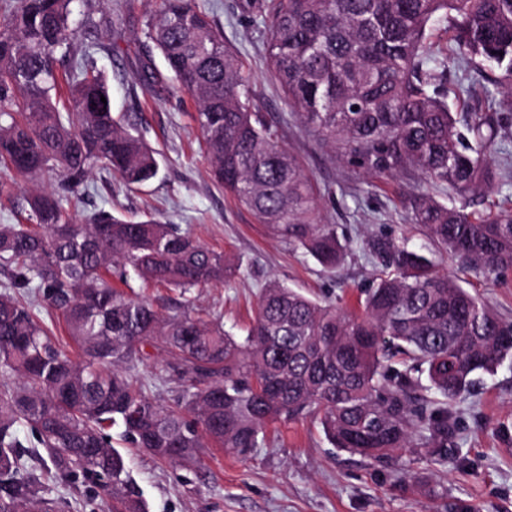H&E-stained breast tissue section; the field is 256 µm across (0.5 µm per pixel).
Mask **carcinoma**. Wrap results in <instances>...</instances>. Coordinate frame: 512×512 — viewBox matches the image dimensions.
I'll return each instance as SVG.
<instances>
[{
	"label": "carcinoma",
	"mask_w": 512,
	"mask_h": 512,
	"mask_svg": "<svg viewBox=\"0 0 512 512\" xmlns=\"http://www.w3.org/2000/svg\"><path fill=\"white\" fill-rule=\"evenodd\" d=\"M76 1L11 0L0 15V171L36 181L58 172L52 192L27 200L28 223L0 224V512H60L56 484L78 476L110 512H148L111 430L155 459L199 461L208 444L246 455L275 422L316 418L330 444L373 461L398 457L420 437L448 462V410L476 380L512 361V323L436 270L406 243H368L379 267L359 314H345L273 280L244 336L219 319L163 314L114 288L112 278L195 288L236 266L188 232L150 216L109 211L73 219L64 202L95 166L129 188L153 179L156 151L112 115L92 55L76 42ZM265 26V56L288 108L370 178L418 173L451 191L424 192L410 223L439 251L486 279L512 271V206L467 211L494 189L498 139L512 111V0H246ZM448 32L466 82L448 87L428 32ZM144 38L167 80L195 104L211 174L269 232L327 269L344 247L335 225L315 220V192L297 159L254 110V92L224 33L196 0H161ZM73 112L53 99L59 78ZM470 111L448 110V95ZM106 102H101V99ZM43 296L79 354L71 356L33 312ZM177 383L169 403L130 375L144 347ZM427 383H422V380ZM27 426L48 464L24 458Z\"/></svg>",
	"instance_id": "obj_1"
}]
</instances>
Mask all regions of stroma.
Segmentation results:
<instances>
[{
  "label": "stroma",
  "instance_id": "obj_1",
  "mask_svg": "<svg viewBox=\"0 0 512 512\" xmlns=\"http://www.w3.org/2000/svg\"><path fill=\"white\" fill-rule=\"evenodd\" d=\"M239 56L254 89L255 103L280 142L297 157L317 191L320 223L335 225L348 239L344 261L323 269L305 251L269 234L210 176L204 140L188 95L154 90L142 65L156 58L143 36L160 0H122L124 22L108 29L77 25L78 42L94 46L98 68L110 86L114 114L158 152L159 171L140 189H130L93 170L82 195L68 210L77 220L95 210L142 217L150 213L190 230L207 248L233 258L237 275L193 290L142 286L131 292L172 314L191 303L200 315L221 316L226 330L241 333L254 318L257 296L272 279L342 311L359 309L360 292L378 272L368 243L377 236L408 238L427 246L423 229L407 221V206L421 177L403 171L371 179L339 159L305 128L284 103L265 63L263 26L242 8L243 0H196ZM439 272L457 276L505 321L512 322V272L485 281L435 255ZM448 463H433L430 449H411L399 459L370 462L336 450L312 418L268 426L247 456L203 449L193 467L154 461L122 440L114 445L131 459V475L148 512H512V364L481 377L471 395L448 414Z\"/></svg>",
  "mask_w": 512,
  "mask_h": 512
}]
</instances>
